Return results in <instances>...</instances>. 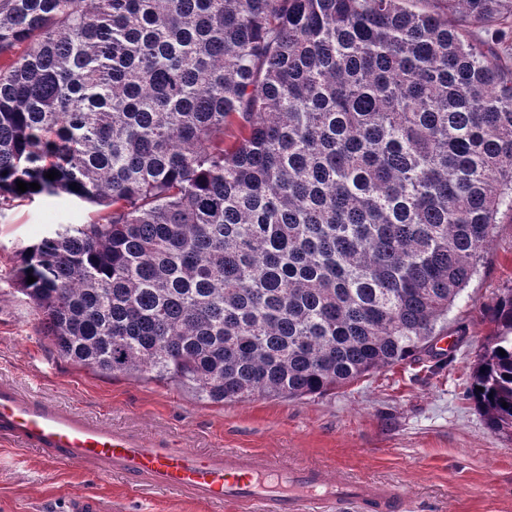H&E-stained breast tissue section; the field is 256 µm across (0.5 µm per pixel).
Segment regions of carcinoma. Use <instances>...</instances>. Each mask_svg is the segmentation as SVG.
<instances>
[{"label": "carcinoma", "instance_id": "cac0c4a2", "mask_svg": "<svg viewBox=\"0 0 512 512\" xmlns=\"http://www.w3.org/2000/svg\"><path fill=\"white\" fill-rule=\"evenodd\" d=\"M44 194L99 207L15 270L75 365L224 403L416 360L512 216V0H0V206Z\"/></svg>", "mask_w": 512, "mask_h": 512}]
</instances>
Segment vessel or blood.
Listing matches in <instances>:
<instances>
[{
	"mask_svg": "<svg viewBox=\"0 0 512 512\" xmlns=\"http://www.w3.org/2000/svg\"><path fill=\"white\" fill-rule=\"evenodd\" d=\"M0 440L53 461L88 463L134 488L180 491L241 512H312L315 505L367 504L389 512L396 489L329 474L315 466H288L252 451L200 454L171 448L75 409L36 400L0 382Z\"/></svg>",
	"mask_w": 512,
	"mask_h": 512,
	"instance_id": "obj_1",
	"label": "vessel or blood"
}]
</instances>
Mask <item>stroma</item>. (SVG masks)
I'll return each mask as SVG.
<instances>
[{
	"mask_svg": "<svg viewBox=\"0 0 512 512\" xmlns=\"http://www.w3.org/2000/svg\"><path fill=\"white\" fill-rule=\"evenodd\" d=\"M96 212L65 195L0 207V379L200 453L244 449L396 485V512H512V440L494 435L467 396L475 356L491 330L484 311L512 287V219L439 326L446 363L424 356L302 401L221 404L182 389L104 375L62 359L33 318L14 270L21 250ZM103 512H235L167 491H140L89 464L50 462L0 442V512H70L79 499Z\"/></svg>",
	"mask_w": 512,
	"mask_h": 512,
	"instance_id": "stroma-1",
	"label": "stroma"
}]
</instances>
